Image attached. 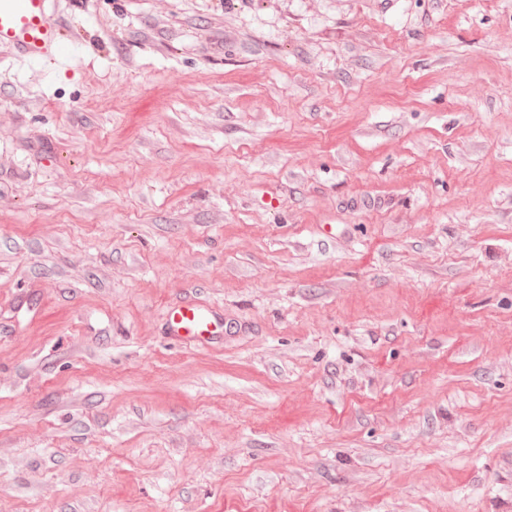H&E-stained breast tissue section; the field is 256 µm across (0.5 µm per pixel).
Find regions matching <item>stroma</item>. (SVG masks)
Instances as JSON below:
<instances>
[{
  "label": "stroma",
  "mask_w": 512,
  "mask_h": 512,
  "mask_svg": "<svg viewBox=\"0 0 512 512\" xmlns=\"http://www.w3.org/2000/svg\"><path fill=\"white\" fill-rule=\"evenodd\" d=\"M53 8L0 48V512H512V0ZM52 0H0V46L33 59L62 55L68 44L52 18ZM164 333L171 339L209 343L224 334V318L195 299L186 298L168 306Z\"/></svg>",
  "instance_id": "1"
}]
</instances>
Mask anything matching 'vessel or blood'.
Returning a JSON list of instances; mask_svg holds the SVG:
<instances>
[{"instance_id":"obj_1","label":"vessel or blood","mask_w":512,"mask_h":512,"mask_svg":"<svg viewBox=\"0 0 512 512\" xmlns=\"http://www.w3.org/2000/svg\"><path fill=\"white\" fill-rule=\"evenodd\" d=\"M68 44L52 18L51 0H0V46L33 59L62 55ZM224 332V319L192 298L172 303L166 312L165 334L200 344Z\"/></svg>"}]
</instances>
